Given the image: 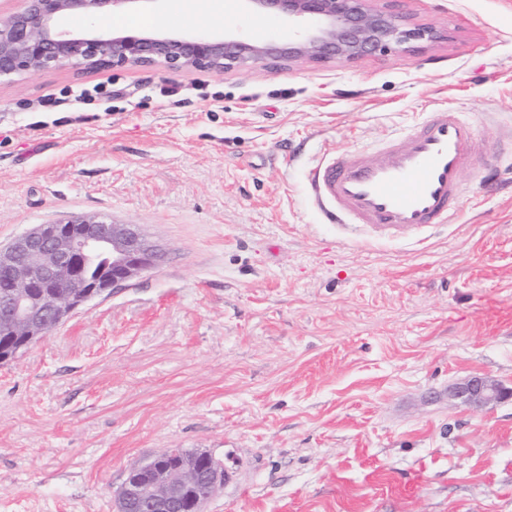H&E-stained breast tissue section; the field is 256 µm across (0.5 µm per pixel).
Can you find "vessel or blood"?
<instances>
[{"label":"vessel or blood","instance_id":"b4317fda","mask_svg":"<svg viewBox=\"0 0 512 512\" xmlns=\"http://www.w3.org/2000/svg\"><path fill=\"white\" fill-rule=\"evenodd\" d=\"M475 138L474 124L459 113L431 112L419 127L397 136L389 154L353 152L318 164L311 190L327 203L330 223L408 237L454 215Z\"/></svg>","mask_w":512,"mask_h":512}]
</instances>
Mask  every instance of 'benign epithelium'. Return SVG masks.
<instances>
[{"mask_svg":"<svg viewBox=\"0 0 512 512\" xmlns=\"http://www.w3.org/2000/svg\"><path fill=\"white\" fill-rule=\"evenodd\" d=\"M161 0H21L19 9L0 13V83L62 68L72 62L87 70L159 68L221 75L259 63L355 60L377 52L406 51L416 42H436L443 32L409 17L375 9L371 0H241L255 13H271L288 24L309 25L279 40L245 39L208 32L62 30L66 15L96 16L118 7L138 8ZM165 249L136 224H117L97 215H72L38 224L0 246V325L9 342L0 344V363L51 335L79 308L159 268ZM103 261L96 277L88 265ZM448 397L487 406L512 397L484 375L448 388ZM174 452L144 459L126 475L116 497L117 512H203L224 486V463L207 452L172 461Z\"/></svg>","mask_w":512,"mask_h":512,"instance_id":"7a95c632","label":"benign epithelium"}]
</instances>
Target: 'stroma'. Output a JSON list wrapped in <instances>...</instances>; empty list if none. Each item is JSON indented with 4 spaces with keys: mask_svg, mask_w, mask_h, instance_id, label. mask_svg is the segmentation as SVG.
<instances>
[{
    "mask_svg": "<svg viewBox=\"0 0 512 512\" xmlns=\"http://www.w3.org/2000/svg\"><path fill=\"white\" fill-rule=\"evenodd\" d=\"M175 4L99 23L288 33ZM372 5L446 37L283 69L70 65L0 85V245L91 213L168 250L0 364V512H114L125 472L175 448L234 473L205 512H512V400L448 397L475 374L512 388V0ZM437 108L478 126L448 224L379 239L329 223L313 168Z\"/></svg>",
    "mask_w": 512,
    "mask_h": 512,
    "instance_id": "stroma-1",
    "label": "stroma"
}]
</instances>
